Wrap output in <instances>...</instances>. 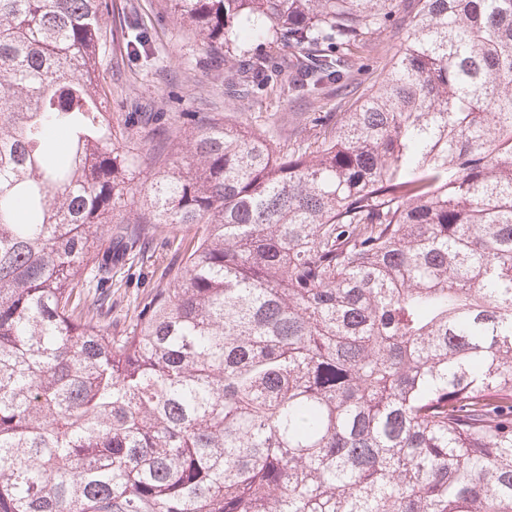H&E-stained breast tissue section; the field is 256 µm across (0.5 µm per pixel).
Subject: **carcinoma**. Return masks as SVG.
<instances>
[{
  "label": "carcinoma",
  "instance_id": "1",
  "mask_svg": "<svg viewBox=\"0 0 512 512\" xmlns=\"http://www.w3.org/2000/svg\"><path fill=\"white\" fill-rule=\"evenodd\" d=\"M170 2L252 94L313 102L402 5ZM407 7L311 142L130 113L142 188L99 68L146 37L114 0H0V512H512V0ZM163 224L173 286L114 336L112 265Z\"/></svg>",
  "mask_w": 512,
  "mask_h": 512
}]
</instances>
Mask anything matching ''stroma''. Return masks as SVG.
Returning a JSON list of instances; mask_svg holds the SVG:
<instances>
[{
  "mask_svg": "<svg viewBox=\"0 0 512 512\" xmlns=\"http://www.w3.org/2000/svg\"><path fill=\"white\" fill-rule=\"evenodd\" d=\"M122 8L121 23L130 29H147L151 36L149 57L135 56L113 47L100 80L112 90V123L123 126L129 112L142 107L174 117L185 112H206L217 121L226 120L262 131L268 124L279 129L281 141L302 137L298 118L304 113L347 112L368 92L385 65L384 60L364 58L356 82L347 90L329 89L324 98L310 103L284 93L270 95L262 108L250 99L228 94L238 82V66L204 55L199 38L176 21L168 0H117ZM186 230L178 224L160 230L139 242L133 254L115 273L112 282V331L129 329L136 298L155 288L165 268L177 267L180 257L177 239Z\"/></svg>",
  "mask_w": 512,
  "mask_h": 512,
  "instance_id": "1",
  "label": "stroma"
}]
</instances>
